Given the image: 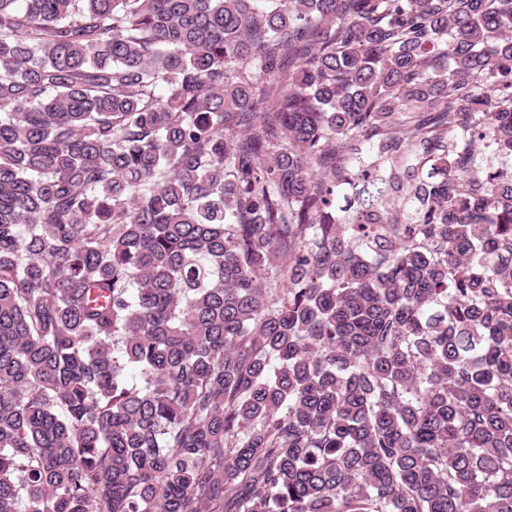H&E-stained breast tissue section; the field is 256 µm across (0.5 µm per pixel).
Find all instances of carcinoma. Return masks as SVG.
I'll use <instances>...</instances> for the list:
<instances>
[{
	"mask_svg": "<svg viewBox=\"0 0 512 512\" xmlns=\"http://www.w3.org/2000/svg\"><path fill=\"white\" fill-rule=\"evenodd\" d=\"M479 143L512 0H0V512H512Z\"/></svg>",
	"mask_w": 512,
	"mask_h": 512,
	"instance_id": "carcinoma-1",
	"label": "carcinoma"
}]
</instances>
